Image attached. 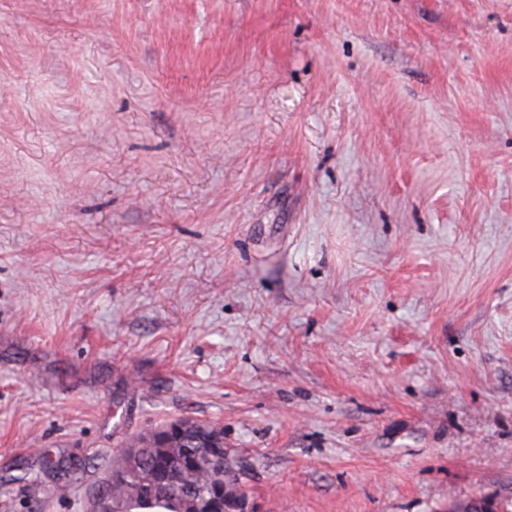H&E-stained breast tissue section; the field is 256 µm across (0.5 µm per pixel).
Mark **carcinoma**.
I'll list each match as a JSON object with an SVG mask.
<instances>
[{"mask_svg":"<svg viewBox=\"0 0 512 512\" xmlns=\"http://www.w3.org/2000/svg\"><path fill=\"white\" fill-rule=\"evenodd\" d=\"M224 442V429L185 419L178 431L167 423L130 440L112 459V477L96 492V512H198L184 494L194 486L206 494L224 485L244 496L241 469L229 462L195 466L210 455L209 443Z\"/></svg>","mask_w":512,"mask_h":512,"instance_id":"obj_1","label":"carcinoma"}]
</instances>
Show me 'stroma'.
<instances>
[{
	"label": "stroma",
	"instance_id": "obj_1",
	"mask_svg": "<svg viewBox=\"0 0 512 512\" xmlns=\"http://www.w3.org/2000/svg\"><path fill=\"white\" fill-rule=\"evenodd\" d=\"M185 418L252 512L512 500V0H0V512Z\"/></svg>",
	"mask_w": 512,
	"mask_h": 512
}]
</instances>
